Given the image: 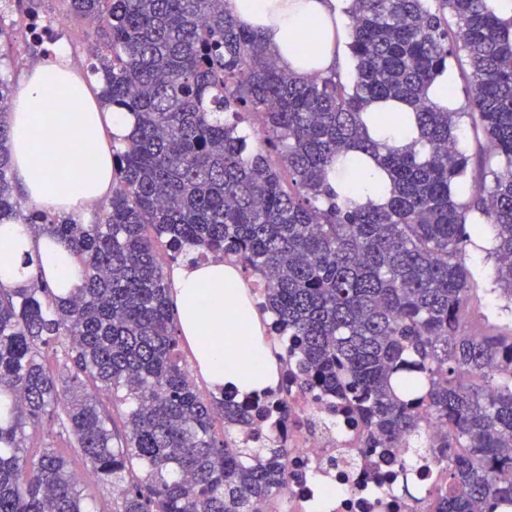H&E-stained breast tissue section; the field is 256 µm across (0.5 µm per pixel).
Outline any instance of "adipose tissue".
<instances>
[{"mask_svg":"<svg viewBox=\"0 0 512 512\" xmlns=\"http://www.w3.org/2000/svg\"><path fill=\"white\" fill-rule=\"evenodd\" d=\"M227 10L241 23L260 30L280 65L308 75L295 46L311 19L329 22L344 18V0H227ZM57 111H46L49 98ZM94 126L99 163H85V151L76 134ZM125 114L100 110L86 82L77 77L64 55L43 61L21 81L11 114V149L15 170L26 200L56 213H79L112 190L113 137H125ZM51 141L52 154L37 150L40 140ZM335 184L351 197L382 201L384 172L375 164L335 170ZM39 253L46 272L62 288L77 286L80 266L66 248L47 238H34L19 224L0 225V284L11 286L28 274L20 258ZM178 301L182 336L191 344L199 367L214 388L246 394L271 386L274 366L266 355L263 323L271 317L251 300L249 286L237 267L220 258L176 268L171 276Z\"/></svg>","mask_w":512,"mask_h":512,"instance_id":"obj_1","label":"adipose tissue"}]
</instances>
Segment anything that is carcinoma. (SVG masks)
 Segmentation results:
<instances>
[{"mask_svg": "<svg viewBox=\"0 0 512 512\" xmlns=\"http://www.w3.org/2000/svg\"><path fill=\"white\" fill-rule=\"evenodd\" d=\"M66 2L92 21L101 105L133 126L93 223L41 210L14 182V86L0 78V224L65 245L83 271L65 297L42 276L0 285V512H101L54 449L28 456L46 417L112 486L114 512H255L287 490L288 449L238 437L268 408L191 380L162 251L233 254L267 281L297 388L345 404L368 447L432 465L420 512L512 508V331L475 332L465 314L485 230L512 304V17L492 0H350L346 83L283 70L224 0ZM461 52L452 108L431 88ZM398 105L413 139L377 140ZM471 127L485 140L472 186ZM367 160L384 201L329 185L335 165Z\"/></svg>", "mask_w": 512, "mask_h": 512, "instance_id": "1", "label": "carcinoma"}]
</instances>
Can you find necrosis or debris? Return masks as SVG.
<instances>
[{"label":"necrosis or debris","mask_w":512,"mask_h":512,"mask_svg":"<svg viewBox=\"0 0 512 512\" xmlns=\"http://www.w3.org/2000/svg\"><path fill=\"white\" fill-rule=\"evenodd\" d=\"M265 400L272 409L255 431L265 441L286 444L292 467L277 510L265 505L260 512H317L320 501L325 512H411L404 493L410 461L401 454L367 453L355 427L326 395L292 387L287 401L273 389Z\"/></svg>","instance_id":"4bbe7bcc"}]
</instances>
